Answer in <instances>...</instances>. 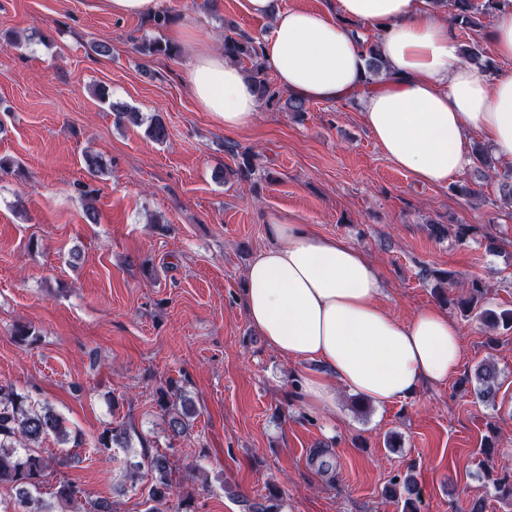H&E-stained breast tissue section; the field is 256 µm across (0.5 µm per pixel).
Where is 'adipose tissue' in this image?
I'll return each instance as SVG.
<instances>
[{"mask_svg":"<svg viewBox=\"0 0 512 512\" xmlns=\"http://www.w3.org/2000/svg\"><path fill=\"white\" fill-rule=\"evenodd\" d=\"M245 9L269 22L261 58L282 90L324 102L362 94L372 137L418 181L455 179L471 162L473 131L512 164V71L491 76L464 62L454 26L429 0H337L332 14L275 0H245ZM353 22L382 31L387 68L379 86L367 83L366 44L352 36ZM185 81L225 131L254 120L253 85L223 53L197 51ZM266 234L268 246L246 273L245 313L270 349L318 364L297 381L307 406L335 410L340 385L386 406L456 376L461 335L445 310L427 306L401 322L381 305V275L362 251L283 217H271Z\"/></svg>","mask_w":512,"mask_h":512,"instance_id":"adipose-tissue-1","label":"adipose tissue"}]
</instances>
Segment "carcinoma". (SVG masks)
I'll list each match as a JSON object with an SVG mask.
<instances>
[{
	"label": "carcinoma",
	"instance_id": "carcinoma-1",
	"mask_svg": "<svg viewBox=\"0 0 512 512\" xmlns=\"http://www.w3.org/2000/svg\"><path fill=\"white\" fill-rule=\"evenodd\" d=\"M511 1L484 0L478 6L474 0H431L436 6L450 8L454 25L475 32L484 28L483 19L493 16L501 6L509 5ZM135 49L143 54L163 56L178 52L175 45L160 40L145 41L135 45ZM366 52L369 78H377L385 70L379 44L368 45ZM461 52L466 62L485 72L495 71V60L484 51L480 41L463 45ZM224 57L235 62H248L246 73L254 83L258 99L266 105L275 106L283 102L290 112L306 111V101L293 96L283 99L282 91L269 79L263 68L261 46L254 38L246 34L225 37ZM145 133L157 143H163L168 138L167 127L159 117L150 120ZM472 155L477 171L485 177L491 172L499 178L503 196L512 201V172H499L489 149L480 143L474 145ZM235 157L234 175L240 179H250L255 171V155L243 151L235 154ZM459 288L464 290V295L458 300L459 308L465 313L473 312L484 296V289L477 281H461ZM479 318L490 328L512 329V309L497 311L485 308L479 312ZM474 381L475 392L479 396L492 397L499 388L496 367L488 364L477 366ZM179 392L180 385L174 380L168 381L167 387H160L156 391L157 405L167 415L168 428L175 436L185 433L196 415L194 406L185 401L182 402L181 409H176ZM70 435L64 418L50 406L35 403L29 395L0 384V487L13 494L20 507L18 511L12 510L9 503L0 498V512H56L58 505L73 504L77 505L76 512H112L111 501L88 498L86 490L72 480H60L52 486L51 495L54 501L47 502L42 498L46 480L54 473L56 457L45 454L38 444L53 438L60 444L71 441L77 446L80 445L79 438L72 439ZM129 441V430L123 424L106 428L98 439L103 448L124 446ZM141 448L143 462L137 464V467L145 469V512H162L174 492L173 468L167 455L158 451L151 452L144 439L141 440ZM388 493L403 500V512H420L422 493L413 476L407 475L391 482Z\"/></svg>",
	"mask_w": 512,
	"mask_h": 512
}]
</instances>
